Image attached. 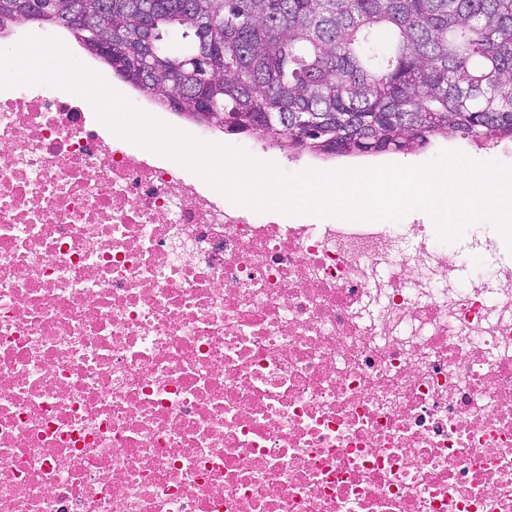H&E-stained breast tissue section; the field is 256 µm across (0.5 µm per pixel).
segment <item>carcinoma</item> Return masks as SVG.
I'll return each mask as SVG.
<instances>
[{"label": "carcinoma", "instance_id": "cac0c4a2", "mask_svg": "<svg viewBox=\"0 0 512 512\" xmlns=\"http://www.w3.org/2000/svg\"><path fill=\"white\" fill-rule=\"evenodd\" d=\"M0 0V30L20 23ZM35 23L61 28L72 0ZM68 29L151 101L295 154L512 140V0H85ZM109 45L99 54L95 48Z\"/></svg>", "mask_w": 512, "mask_h": 512}]
</instances>
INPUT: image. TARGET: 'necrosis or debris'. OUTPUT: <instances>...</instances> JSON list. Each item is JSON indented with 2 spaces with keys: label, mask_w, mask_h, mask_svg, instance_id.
<instances>
[{
  "label": "necrosis or debris",
  "mask_w": 512,
  "mask_h": 512,
  "mask_svg": "<svg viewBox=\"0 0 512 512\" xmlns=\"http://www.w3.org/2000/svg\"><path fill=\"white\" fill-rule=\"evenodd\" d=\"M0 88V512H512V265L289 223Z\"/></svg>",
  "instance_id": "obj_1"
}]
</instances>
